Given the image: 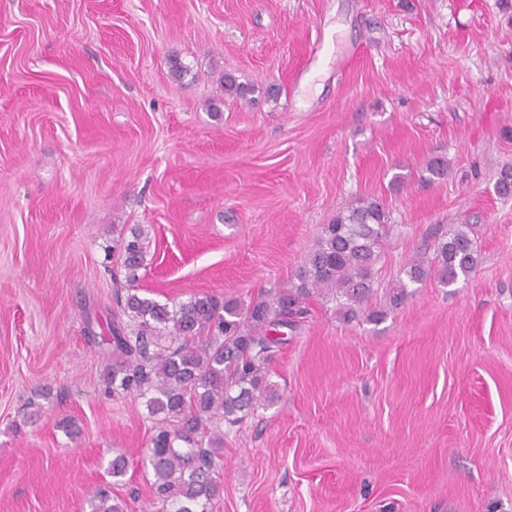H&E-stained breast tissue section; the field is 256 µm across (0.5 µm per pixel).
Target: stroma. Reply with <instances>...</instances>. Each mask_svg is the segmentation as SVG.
<instances>
[{
  "label": "stroma",
  "instance_id": "35a3bbf8",
  "mask_svg": "<svg viewBox=\"0 0 512 512\" xmlns=\"http://www.w3.org/2000/svg\"><path fill=\"white\" fill-rule=\"evenodd\" d=\"M225 73L279 95L225 98ZM437 155L447 180L422 182ZM506 166V0H0V512H90L119 453L113 493L155 512L153 421L106 389L107 245L148 230L142 296L247 299L356 196L392 212L382 281L460 224L478 264L377 322L310 298L279 400L224 435L213 512H512Z\"/></svg>",
  "mask_w": 512,
  "mask_h": 512
}]
</instances>
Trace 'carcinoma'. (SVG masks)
Here are the masks:
<instances>
[{
    "mask_svg": "<svg viewBox=\"0 0 512 512\" xmlns=\"http://www.w3.org/2000/svg\"><path fill=\"white\" fill-rule=\"evenodd\" d=\"M221 82L225 95L244 101L278 96L271 85L245 84L229 73ZM424 172L429 183L445 180L447 159L431 158ZM392 228L391 211L383 203L359 197L323 225L290 283L249 300L206 295L172 305L138 292L148 232L137 227L115 245L127 283L116 305L126 321L112 327L107 381L113 395L145 400L154 420L145 467L153 475L158 512H212L223 491L221 427H238L279 399L270 367L288 341L285 331L306 318L310 297L331 298L344 320L378 322L387 316L386 308L371 305L378 291L395 308L412 287L430 278L448 286L477 266V246L459 226L432 250L408 259L395 280L384 284L376 266ZM91 507L92 512H126L125 501L107 491L98 493Z\"/></svg>",
    "mask_w": 512,
    "mask_h": 512,
    "instance_id": "cac0c4a2",
    "label": "carcinoma"
}]
</instances>
